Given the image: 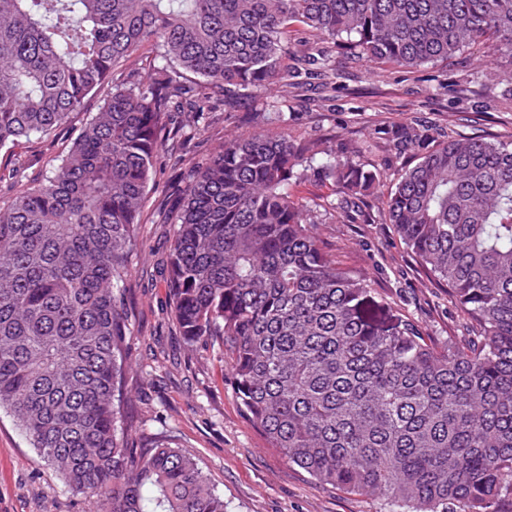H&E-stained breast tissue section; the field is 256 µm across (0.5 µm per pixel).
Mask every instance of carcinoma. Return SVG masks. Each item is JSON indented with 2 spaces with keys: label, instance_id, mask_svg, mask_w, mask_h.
<instances>
[{
  "label": "carcinoma",
  "instance_id": "carcinoma-1",
  "mask_svg": "<svg viewBox=\"0 0 512 512\" xmlns=\"http://www.w3.org/2000/svg\"><path fill=\"white\" fill-rule=\"evenodd\" d=\"M301 23L404 69L464 52L512 71V0H0V150L103 94L38 185L0 202V412L92 512H226L163 436L125 443L123 363L146 189L172 113L208 128L214 90L288 77ZM156 57L126 74L141 47ZM195 79H188V75ZM312 170L331 209L381 172L327 142L255 130L192 172L166 280L185 343L216 345L243 414L319 483L403 512L512 502V143L451 138L401 174L384 217L448 288L472 339L442 345L311 230L289 187Z\"/></svg>",
  "mask_w": 512,
  "mask_h": 512
}]
</instances>
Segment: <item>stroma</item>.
I'll return each instance as SVG.
<instances>
[{
  "instance_id": "35a3bbf8",
  "label": "stroma",
  "mask_w": 512,
  "mask_h": 512,
  "mask_svg": "<svg viewBox=\"0 0 512 512\" xmlns=\"http://www.w3.org/2000/svg\"><path fill=\"white\" fill-rule=\"evenodd\" d=\"M289 48L308 46L328 56L337 71L332 88L321 86L319 69L303 64L286 81L259 92L266 116L250 112L248 101L229 107L223 90L210 101L208 129L195 137L165 142L142 214V243L131 257L127 304L132 314L126 369L130 439L163 434L173 446L199 460L228 512H389L378 497L324 486L280 453L242 413L235 398L224 352L213 346L188 348L168 308V285L159 272L172 225L176 189L191 169L221 150L225 141L257 124L285 131L298 140L331 141L337 150H356L357 161L380 168L382 178L359 208L342 217L328 207L335 193L329 181L307 176L291 191L311 210L313 230L329 253L365 276L391 305L409 314L435 341L463 340L466 321L442 289L430 282L384 220V202L401 170L416 164L418 147L395 149L390 135L425 127L434 141L481 137L512 142V85L496 70L476 71L470 54L452 65L428 64L414 70L350 59L345 50L300 24L290 26ZM99 95L84 99L70 122L48 138L22 141L0 150V197L11 186L7 174L27 163L29 181L50 173L87 117L98 112ZM83 496L64 486L39 457L12 419L0 413V512H88Z\"/></svg>"
}]
</instances>
